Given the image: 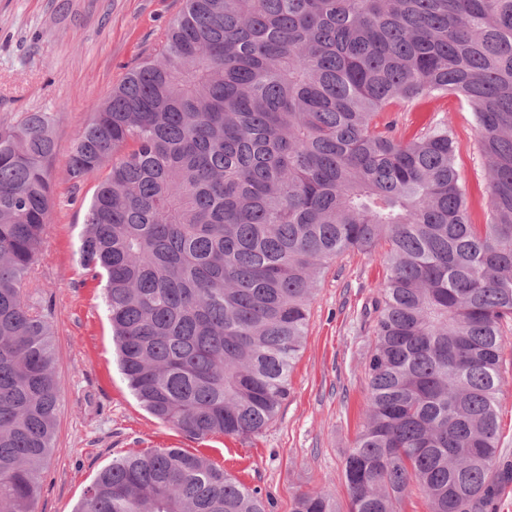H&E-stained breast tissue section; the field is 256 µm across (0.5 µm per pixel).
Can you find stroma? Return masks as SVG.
I'll return each instance as SVG.
<instances>
[{
  "label": "stroma",
  "instance_id": "obj_1",
  "mask_svg": "<svg viewBox=\"0 0 512 512\" xmlns=\"http://www.w3.org/2000/svg\"><path fill=\"white\" fill-rule=\"evenodd\" d=\"M182 7L183 0H0V127L27 112H47L57 145L49 221L22 286L51 311L55 367L63 383L37 512H74L99 472L133 448L205 454L258 490L269 512H292L295 494L325 483L333 484L344 508L343 462L361 431L369 396L365 363L374 344L372 302L387 275L386 246L330 261L310 304L288 396L273 421L247 437L195 439L140 406L118 367L103 286L79 263L87 206L103 175L73 184L67 172L73 145L92 106L153 52ZM382 118L395 122L402 138L447 121L473 220L484 223L487 171L469 106L455 95L435 93L393 106Z\"/></svg>",
  "mask_w": 512,
  "mask_h": 512
}]
</instances>
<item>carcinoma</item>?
<instances>
[{
    "mask_svg": "<svg viewBox=\"0 0 512 512\" xmlns=\"http://www.w3.org/2000/svg\"><path fill=\"white\" fill-rule=\"evenodd\" d=\"M435 92L472 108L490 212L475 224L448 122L380 124ZM53 118L0 129V512H36L62 383L21 290L52 204ZM94 193L79 262L104 282L121 374L156 419L245 437L288 396L322 269L389 247L348 512H497L512 322V0H184L93 108L68 162ZM75 512H267L201 454L135 448ZM292 512H341L333 492Z\"/></svg>",
    "mask_w": 512,
    "mask_h": 512,
    "instance_id": "obj_1",
    "label": "carcinoma"
}]
</instances>
